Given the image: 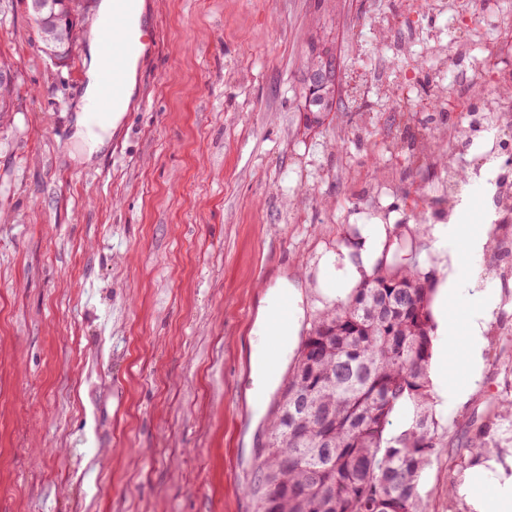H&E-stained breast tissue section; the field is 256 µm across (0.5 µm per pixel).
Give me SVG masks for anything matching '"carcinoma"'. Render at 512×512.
Listing matches in <instances>:
<instances>
[{
  "label": "carcinoma",
  "instance_id": "obj_1",
  "mask_svg": "<svg viewBox=\"0 0 512 512\" xmlns=\"http://www.w3.org/2000/svg\"><path fill=\"white\" fill-rule=\"evenodd\" d=\"M389 241L372 273L318 315L288 376L253 489L258 512H427L423 471L444 448L428 370L432 271ZM413 406L390 436L392 417ZM494 419L472 423L459 458L493 446Z\"/></svg>",
  "mask_w": 512,
  "mask_h": 512
}]
</instances>
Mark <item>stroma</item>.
Wrapping results in <instances>:
<instances>
[{
	"label": "stroma",
	"mask_w": 512,
	"mask_h": 512,
	"mask_svg": "<svg viewBox=\"0 0 512 512\" xmlns=\"http://www.w3.org/2000/svg\"><path fill=\"white\" fill-rule=\"evenodd\" d=\"M400 12L402 26L378 32ZM150 20L158 47L130 111L77 164L87 42L54 63L26 0H0V59L16 73L0 112V512H256L261 448L297 358L276 362L254 406L263 288L298 287L306 336L327 304L324 258L359 248L352 213L378 170L400 185L384 201L398 213L436 188L442 163L413 152L457 115L415 94L493 84L467 59L439 77L418 66L489 19L416 0H151ZM326 42L336 100L308 112L310 50ZM376 73L400 85L381 112L368 109ZM391 139L399 156L384 152ZM453 249L449 321L486 295L499 303L473 394L437 416L447 450L419 485L430 512H471L448 485L473 465L450 456L473 419L512 400V255L492 268L463 240Z\"/></svg>",
	"instance_id": "1"
}]
</instances>
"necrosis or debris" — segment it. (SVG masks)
Segmentation results:
<instances>
[{"mask_svg":"<svg viewBox=\"0 0 512 512\" xmlns=\"http://www.w3.org/2000/svg\"><path fill=\"white\" fill-rule=\"evenodd\" d=\"M482 46L479 64H492L498 69L496 97L481 108H474L468 94L449 93L433 99L437 111L454 108L459 120L453 130V139L462 153L473 155L477 161L475 174L486 179L492 186L487 200L488 221L494 226V241L502 243L512 239V165L504 163L503 141L498 136L500 128L512 125V66L505 64V39L496 30H489ZM459 165L449 164L444 183L445 192L437 205H430L424 199L414 200L401 218L392 213L381 200L398 190L394 182L377 185L368 195L364 206L356 210L354 218L367 224H390L401 221L404 224H430L450 222L453 214L464 199V180Z\"/></svg>","mask_w":512,"mask_h":512,"instance_id":"necrosis-or-debris-1","label":"necrosis or debris"}]
</instances>
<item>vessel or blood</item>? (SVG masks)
I'll use <instances>...</instances> for the list:
<instances>
[{
    "mask_svg": "<svg viewBox=\"0 0 512 512\" xmlns=\"http://www.w3.org/2000/svg\"><path fill=\"white\" fill-rule=\"evenodd\" d=\"M100 28L111 32L101 71V111L123 110L127 103L128 75L134 64L152 54L156 39L148 17L147 0H112L111 13L98 19Z\"/></svg>",
    "mask_w": 512,
    "mask_h": 512,
    "instance_id": "b4317fda",
    "label": "vessel or blood"
}]
</instances>
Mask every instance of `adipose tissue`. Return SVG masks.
Here are the masks:
<instances>
[{
    "label": "adipose tissue",
    "mask_w": 512,
    "mask_h": 512,
    "mask_svg": "<svg viewBox=\"0 0 512 512\" xmlns=\"http://www.w3.org/2000/svg\"><path fill=\"white\" fill-rule=\"evenodd\" d=\"M109 38V33L99 26H92L83 108L75 115L73 133L77 147L76 156L83 162L91 161L95 154L108 145L113 130L123 118L119 112L110 111L102 115L92 110L100 95V75ZM452 232L464 236L471 254L483 253L487 243L486 234L471 229L467 224H458L451 229L443 224H428L420 238L444 258L450 252L448 235ZM386 241V226L375 224L365 234L357 251H345L341 255L327 258L326 263L335 275L334 289L350 288L364 275L370 274L373 262L381 255ZM282 295H285L282 289H269L264 296L265 304L259 309L260 341L255 347L252 359L255 372L264 385L272 379V361L289 353L298 326L294 319L285 326L271 323L270 308L276 305ZM494 307L495 298L490 295L471 308L466 316L462 368L468 376H476L482 369L484 331L487 318ZM457 493L468 497L474 512H512V473L497 460H490L488 467L479 469L470 480L458 487Z\"/></svg>",
    "instance_id": "obj_1"
}]
</instances>
